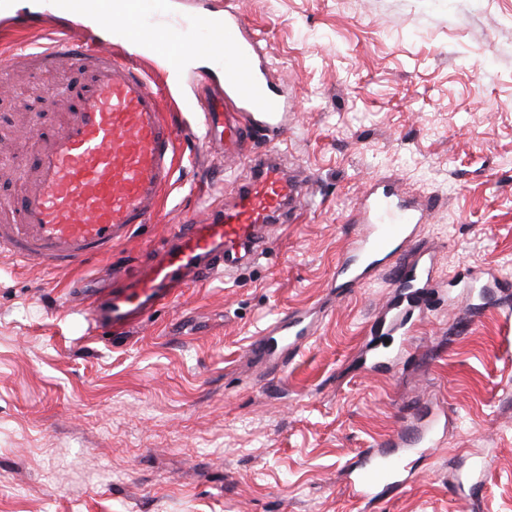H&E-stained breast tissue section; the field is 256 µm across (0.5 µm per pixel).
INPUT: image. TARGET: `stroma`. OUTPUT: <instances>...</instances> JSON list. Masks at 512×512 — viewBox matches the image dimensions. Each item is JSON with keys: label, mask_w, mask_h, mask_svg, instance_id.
Returning a JSON list of instances; mask_svg holds the SVG:
<instances>
[{"label": "stroma", "mask_w": 512, "mask_h": 512, "mask_svg": "<svg viewBox=\"0 0 512 512\" xmlns=\"http://www.w3.org/2000/svg\"><path fill=\"white\" fill-rule=\"evenodd\" d=\"M232 8L258 39L291 114L275 146L310 173L314 205L270 252L185 289L142 325L90 337L75 288L146 265L201 199L227 196L249 160L186 138L158 222L110 256L54 273L0 258V512H512V0H175ZM187 37L156 32L146 67L185 55L160 84L178 121L206 106ZM66 75L30 73L0 94V145L30 100ZM428 205L430 280L389 275L338 297L331 279L374 182ZM420 312L397 351L381 308ZM311 306L316 334L288 359L247 356L280 312ZM447 434L417 476L375 507L350 506L345 467L415 433L437 407ZM488 459L479 495L465 483Z\"/></svg>", "instance_id": "35a3bbf8"}]
</instances>
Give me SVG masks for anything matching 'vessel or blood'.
Masks as SVG:
<instances>
[{"label":"vessel or blood","mask_w":512,"mask_h":512,"mask_svg":"<svg viewBox=\"0 0 512 512\" xmlns=\"http://www.w3.org/2000/svg\"><path fill=\"white\" fill-rule=\"evenodd\" d=\"M65 9L74 16L95 12L111 22V44L92 46L60 29L50 42L13 41L0 50L4 80L21 59L37 70L65 67L73 73L71 107L57 113L54 133L43 136L38 117L30 116L22 139L31 149L14 156L26 175L14 196L0 200V255L57 272L111 253L135 228L158 219L177 164L175 146L185 134L167 116L153 76L126 53L130 44L141 56L154 53L153 42L142 36L146 23L162 16L153 0H112L108 6L65 0ZM195 20L208 36L192 43L191 56L220 58L224 76L215 89L217 105L204 114L203 139L226 159L251 158V172L236 182L229 202L204 204V220L177 225L139 277L125 279L119 290L83 296L79 310L104 333L117 323L142 322L190 285L260 257L284 223L310 203L306 175L287 167L279 154L253 151L256 138L281 139L288 114L246 24L229 9H205ZM424 214V207L400 200L391 185H370L353 205L356 231L336 263L339 293L349 294L387 271L400 284L430 273L432 259L406 260ZM318 322L313 310H288L255 336L248 351L263 358L286 354L313 336ZM442 427L433 416L407 449L392 444L363 450L362 462L348 467L352 503L380 502L384 492L412 480L411 448L438 446Z\"/></svg>","instance_id":"obj_1"}]
</instances>
